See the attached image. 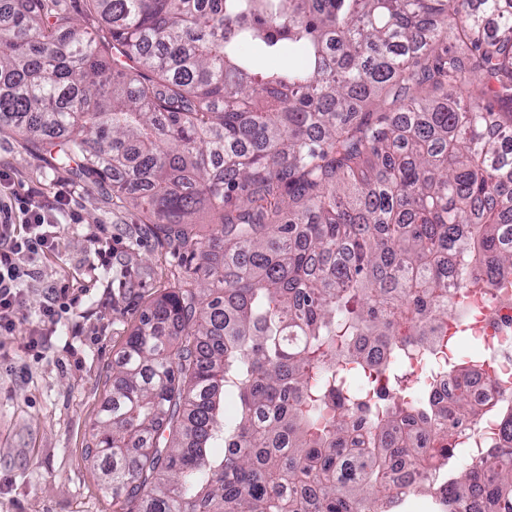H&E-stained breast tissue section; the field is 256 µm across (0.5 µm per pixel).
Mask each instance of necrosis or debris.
I'll return each mask as SVG.
<instances>
[{"label":"necrosis or debris","instance_id":"4bbe7bcc","mask_svg":"<svg viewBox=\"0 0 512 512\" xmlns=\"http://www.w3.org/2000/svg\"><path fill=\"white\" fill-rule=\"evenodd\" d=\"M432 351L439 368L436 377L423 381V390L434 408L449 405L456 383L448 372V340L456 336H477L492 352V359L475 372L471 403L476 412L460 418L455 445L460 457L475 465L489 453L512 456V445L502 436V421L492 418L493 410L512 404V288L498 289L460 296L450 316L435 321ZM399 431L407 438L405 462L393 470L396 481L395 497L408 495L409 487L425 483L435 499L443 503V512H455L447 502L448 484L428 462L426 440L418 436L414 417H403Z\"/></svg>","mask_w":512,"mask_h":512}]
</instances>
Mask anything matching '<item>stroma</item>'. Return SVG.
Here are the masks:
<instances>
[{
    "mask_svg": "<svg viewBox=\"0 0 512 512\" xmlns=\"http://www.w3.org/2000/svg\"><path fill=\"white\" fill-rule=\"evenodd\" d=\"M0 184L13 204L61 198L53 251L34 276L12 334H0V512H112V492L85 459L139 313L182 278L178 252L142 215L44 163L18 136L0 138ZM112 243L109 269L88 271L90 234ZM63 307L42 326L48 292ZM43 327L37 347L30 331Z\"/></svg>",
    "mask_w": 512,
    "mask_h": 512,
    "instance_id": "35a3bbf8",
    "label": "stroma"
}]
</instances>
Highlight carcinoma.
<instances>
[{"instance_id":"carcinoma-1","label":"carcinoma","mask_w":512,"mask_h":512,"mask_svg":"<svg viewBox=\"0 0 512 512\" xmlns=\"http://www.w3.org/2000/svg\"><path fill=\"white\" fill-rule=\"evenodd\" d=\"M84 2L90 27L62 0L0 4V134L110 187L182 258L86 448L112 512H366L390 496L406 409L451 498L512 512V463L452 455L484 358L439 412L403 366L413 344L434 374L426 320L448 318V276L512 274V0ZM333 396L370 414L366 451Z\"/></svg>"}]
</instances>
